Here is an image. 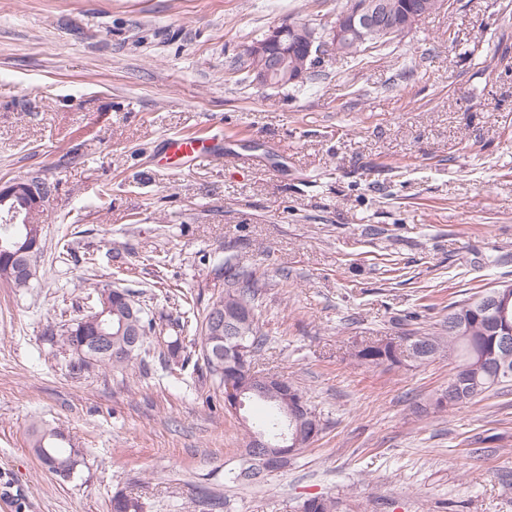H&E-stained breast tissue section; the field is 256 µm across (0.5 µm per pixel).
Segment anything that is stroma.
Masks as SVG:
<instances>
[{
    "mask_svg": "<svg viewBox=\"0 0 512 512\" xmlns=\"http://www.w3.org/2000/svg\"><path fill=\"white\" fill-rule=\"evenodd\" d=\"M341 0H0V184L40 178L43 251L0 279V512H296L333 493L362 512H512V392L435 410L451 366L369 367L364 340L436 327L450 302L512 283V0H452L400 40L270 89L247 47ZM213 153L163 162L172 135ZM231 260L262 287L264 368L325 429L286 470L238 485L242 420L159 354L184 305L223 297ZM161 325L141 369L80 373L53 342L96 285ZM84 462L43 470L32 425ZM36 262H37V260L32 262V266H31L28 276L23 279H19L26 275L29 268L25 267V265H15L13 269H12L11 265H9L7 268V265L2 262L1 250H0V278L1 279L3 278L7 281L12 282V284L14 285L15 288H27V287H29L30 282L33 279H36V277H37ZM6 270H7L8 276L10 278H16V279L9 280V277L5 276Z\"/></svg>",
    "mask_w": 512,
    "mask_h": 512,
    "instance_id": "obj_1",
    "label": "stroma"
}]
</instances>
